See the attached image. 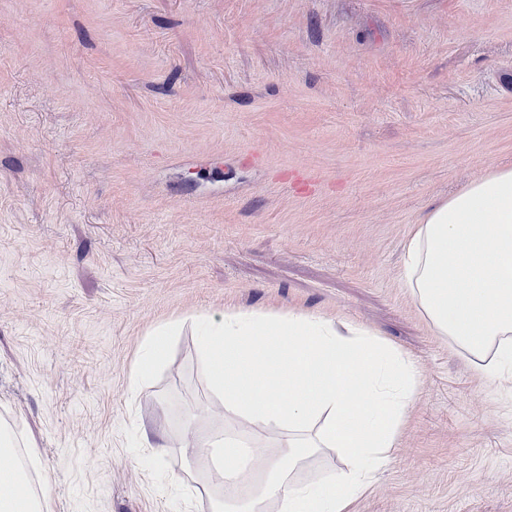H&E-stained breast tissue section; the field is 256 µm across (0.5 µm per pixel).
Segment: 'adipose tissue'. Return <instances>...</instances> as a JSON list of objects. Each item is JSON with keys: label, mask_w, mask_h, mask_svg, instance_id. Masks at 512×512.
I'll return each mask as SVG.
<instances>
[{"label": "adipose tissue", "mask_w": 512, "mask_h": 512, "mask_svg": "<svg viewBox=\"0 0 512 512\" xmlns=\"http://www.w3.org/2000/svg\"><path fill=\"white\" fill-rule=\"evenodd\" d=\"M400 281L487 382L512 377V168L491 169L421 219ZM199 327L203 373L225 419L250 425L182 444L208 459L222 512H347L397 446L419 391L415 361L365 328L342 334L315 314L228 309ZM15 447L0 425V512H44L36 462L16 459ZM327 448L346 468L300 481Z\"/></svg>", "instance_id": "obj_1"}]
</instances>
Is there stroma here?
<instances>
[{"label": "stroma", "mask_w": 512, "mask_h": 512, "mask_svg": "<svg viewBox=\"0 0 512 512\" xmlns=\"http://www.w3.org/2000/svg\"><path fill=\"white\" fill-rule=\"evenodd\" d=\"M495 167L512 0H0V422L49 512H211L180 445L223 419L194 320L228 309L361 326L417 363L349 512H512V384L399 279L419 218ZM172 332L173 329H163L150 339L139 358L136 374L138 379L149 377L156 365L163 359Z\"/></svg>", "instance_id": "35a3bbf8"}]
</instances>
